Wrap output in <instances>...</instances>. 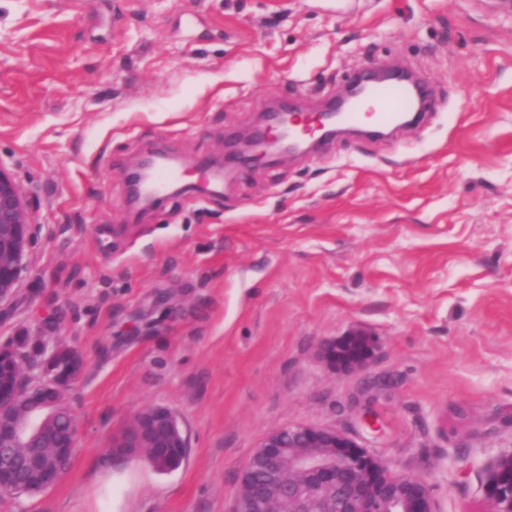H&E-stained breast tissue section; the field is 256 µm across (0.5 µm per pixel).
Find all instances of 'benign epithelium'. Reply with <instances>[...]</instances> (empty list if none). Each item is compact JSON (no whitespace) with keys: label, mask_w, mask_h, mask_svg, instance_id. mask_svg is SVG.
I'll return each mask as SVG.
<instances>
[{"label":"benign epithelium","mask_w":512,"mask_h":512,"mask_svg":"<svg viewBox=\"0 0 512 512\" xmlns=\"http://www.w3.org/2000/svg\"><path fill=\"white\" fill-rule=\"evenodd\" d=\"M296 113L270 114V124L236 141L229 153L248 160L266 158ZM32 236L30 203L14 176L0 166V303L9 299L26 269ZM378 346L376 337L357 332L323 346L326 365L340 372L364 369ZM83 369L72 348L39 342L35 363L14 344L0 345V495L21 496L34 487H53L67 470L76 447L62 428L66 392ZM49 443L50 459H31L20 475L17 452L36 440ZM187 447L177 416L165 407L139 412L112 444L123 460L149 448L159 460L180 456ZM485 496L495 512L512 506V452L503 451L488 467ZM235 512H436L429 486L413 475L393 476L380 457L332 428L296 425L267 435L250 456L240 478Z\"/></svg>","instance_id":"7a95c632"}]
</instances>
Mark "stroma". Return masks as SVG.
I'll return each instance as SVG.
<instances>
[{"instance_id":"obj_1","label":"stroma","mask_w":512,"mask_h":512,"mask_svg":"<svg viewBox=\"0 0 512 512\" xmlns=\"http://www.w3.org/2000/svg\"><path fill=\"white\" fill-rule=\"evenodd\" d=\"M501 0H0V164L32 241L0 343L79 352L76 451L0 512H234L271 431L331 427L428 484L437 512H492L512 450V8ZM383 62L437 109L386 139L247 165L206 198L132 211L160 150L197 179L272 101L312 109ZM375 336L335 372L325 342ZM188 448L160 474L107 463L147 408ZM485 496L495 505L494 511L507 512L512 506V452L503 451L488 467L484 483ZM509 507V508H508Z\"/></svg>"}]
</instances>
